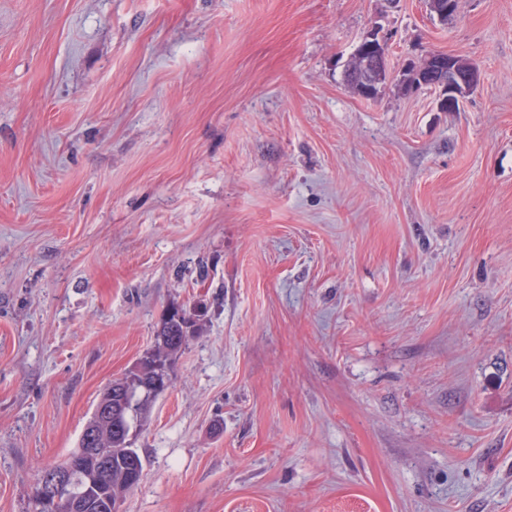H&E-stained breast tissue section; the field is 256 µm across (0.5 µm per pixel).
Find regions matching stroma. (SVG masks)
Returning a JSON list of instances; mask_svg holds the SVG:
<instances>
[{"instance_id": "obj_1", "label": "stroma", "mask_w": 512, "mask_h": 512, "mask_svg": "<svg viewBox=\"0 0 512 512\" xmlns=\"http://www.w3.org/2000/svg\"><path fill=\"white\" fill-rule=\"evenodd\" d=\"M199 302L122 512H512V0H0V512ZM352 87L356 94L372 98L378 87L382 88L389 78L386 47L375 33L367 35L357 46L349 66ZM409 77H400L409 90L421 87L438 89L437 107L441 112L460 108L465 96L477 85L479 72L470 61L439 53L429 54L420 65L412 66ZM404 71V72H405Z\"/></svg>"}]
</instances>
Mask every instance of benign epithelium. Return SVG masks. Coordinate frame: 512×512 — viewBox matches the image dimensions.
Instances as JSON below:
<instances>
[{
    "label": "benign epithelium",
    "mask_w": 512,
    "mask_h": 512,
    "mask_svg": "<svg viewBox=\"0 0 512 512\" xmlns=\"http://www.w3.org/2000/svg\"><path fill=\"white\" fill-rule=\"evenodd\" d=\"M411 74L403 78L409 90L431 87L438 90L437 107L442 112L460 108L465 96L477 85L479 72L470 61L455 55L429 54L424 61L410 67ZM352 87L356 94L372 98L378 87L389 78L386 47L377 35H367L357 46L349 66ZM138 369L128 372L126 383L116 387L115 398H101L95 406V416L84 428L85 443L100 448L93 468L80 471L75 465H59L41 473L43 512H77L84 507L89 487L111 466L110 455L103 449L112 447V436L132 439L138 427L139 415L129 402L134 387L139 385Z\"/></svg>",
    "instance_id": "benign-epithelium-1"
}]
</instances>
